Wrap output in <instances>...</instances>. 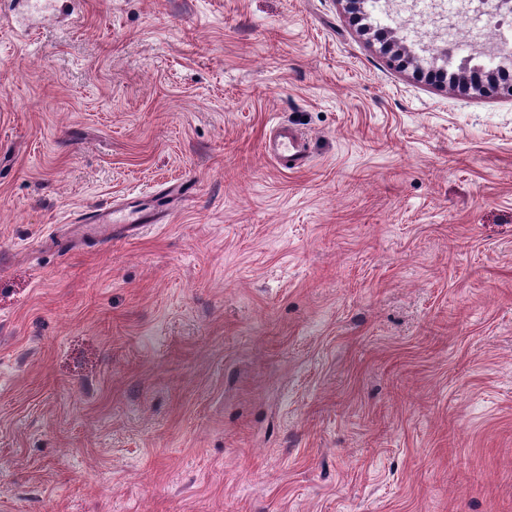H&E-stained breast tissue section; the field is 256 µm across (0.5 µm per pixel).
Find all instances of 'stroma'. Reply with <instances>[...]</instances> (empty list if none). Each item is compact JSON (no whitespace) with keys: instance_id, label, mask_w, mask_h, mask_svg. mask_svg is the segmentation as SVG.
<instances>
[{"instance_id":"obj_1","label":"stroma","mask_w":512,"mask_h":512,"mask_svg":"<svg viewBox=\"0 0 512 512\" xmlns=\"http://www.w3.org/2000/svg\"><path fill=\"white\" fill-rule=\"evenodd\" d=\"M368 11L0 0V512H512V97ZM470 71L469 80L460 84L459 81L457 83V78L448 80V70L442 69L437 72H431L428 76V80L432 81L436 76L438 81L443 83L451 84L453 88H461L464 92H475V93H486L490 91H495L500 94H506L508 96H512V83L509 84L502 82V76L504 73L503 67L498 68H486L484 66H473L469 67ZM457 83V84H456ZM265 154L288 172H298L307 165V152L303 138L294 130H276L264 142ZM154 221V215L143 214L141 211L123 208L120 210L110 206H100L93 212L89 224H82L87 233L98 235L108 241L112 240V224H127L128 233H135L141 230L144 225Z\"/></svg>"}]
</instances>
